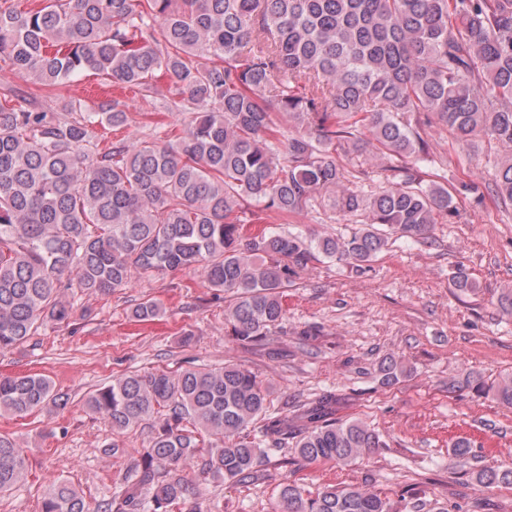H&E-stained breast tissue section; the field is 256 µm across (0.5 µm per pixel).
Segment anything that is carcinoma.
<instances>
[{
	"instance_id": "cac0c4a2",
	"label": "carcinoma",
	"mask_w": 512,
	"mask_h": 512,
	"mask_svg": "<svg viewBox=\"0 0 512 512\" xmlns=\"http://www.w3.org/2000/svg\"><path fill=\"white\" fill-rule=\"evenodd\" d=\"M0 60L21 79L65 85L91 72L105 84L158 94L191 114L176 138L149 134L100 147L99 130L128 123L125 104L37 106L0 94V354L69 323L71 292L108 295L137 279L192 271L230 299L228 335L261 345L282 324L300 273L325 260L365 272L397 234L429 238L435 216L512 207V0H0ZM274 94L275 104L267 95ZM497 148L493 178L448 186L432 171V132ZM354 161L347 166L344 159ZM380 165V191L363 166ZM363 222L347 237L264 227L323 203ZM162 313L136 303V322ZM382 383L409 370L391 359ZM476 390L512 407V373ZM271 388L235 363L115 376L86 398L122 434L151 429L122 498L100 512H200L187 469L252 479L286 445L307 463L350 465L383 447L358 419L339 420L324 391L269 413ZM68 398L44 375H0V413H50ZM26 450L0 433V495L27 476ZM512 485V468L469 472ZM279 512H394L360 486L316 493L281 483ZM40 512H88L66 479Z\"/></svg>"
}]
</instances>
